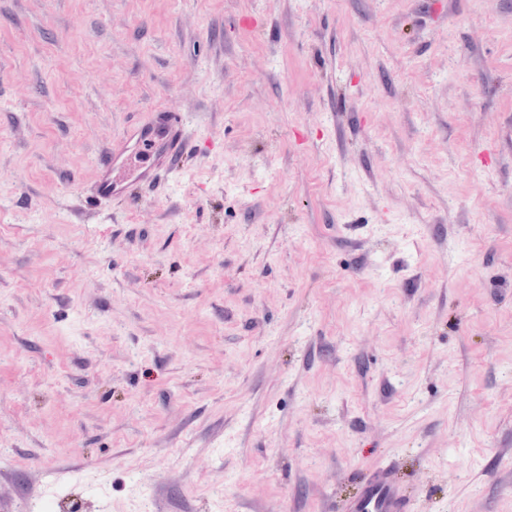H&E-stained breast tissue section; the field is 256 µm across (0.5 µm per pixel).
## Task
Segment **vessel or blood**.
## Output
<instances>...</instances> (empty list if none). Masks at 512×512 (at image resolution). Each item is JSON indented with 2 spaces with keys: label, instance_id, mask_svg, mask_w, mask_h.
Wrapping results in <instances>:
<instances>
[{
  "label": "vessel or blood",
  "instance_id": "1",
  "mask_svg": "<svg viewBox=\"0 0 512 512\" xmlns=\"http://www.w3.org/2000/svg\"><path fill=\"white\" fill-rule=\"evenodd\" d=\"M194 135L189 117L165 110L151 112L145 122L124 131L101 155L89 188L97 210H111L177 172L192 151ZM343 512H410V499L392 471L379 467Z\"/></svg>",
  "mask_w": 512,
  "mask_h": 512
}]
</instances>
